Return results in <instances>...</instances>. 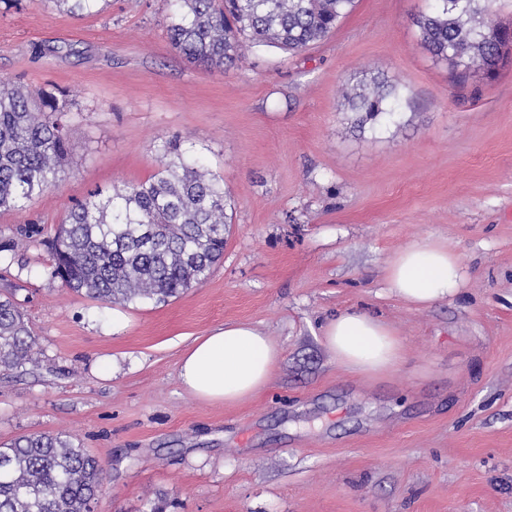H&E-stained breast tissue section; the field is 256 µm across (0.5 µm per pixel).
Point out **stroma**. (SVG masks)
<instances>
[{"mask_svg":"<svg viewBox=\"0 0 512 512\" xmlns=\"http://www.w3.org/2000/svg\"><path fill=\"white\" fill-rule=\"evenodd\" d=\"M426 6L358 0L304 52L246 42L220 72L171 46L169 0L79 18L0 0V82L55 95L73 146L58 187L0 210V294L37 340L34 362L0 369V443L73 436L103 470L94 512H512V58L491 79L453 75L418 39ZM376 68L409 103L359 136L341 89ZM174 137L224 178L223 259L165 303L64 288L57 224L147 180ZM436 240L464 286L410 306L384 268ZM352 307L396 329L398 372L369 380L326 350L324 323ZM235 321L281 345L270 387L236 407L197 400L182 353Z\"/></svg>","mask_w":512,"mask_h":512,"instance_id":"1","label":"stroma"}]
</instances>
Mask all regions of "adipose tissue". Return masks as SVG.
<instances>
[{
	"instance_id": "obj_1",
	"label": "adipose tissue",
	"mask_w": 512,
	"mask_h": 512,
	"mask_svg": "<svg viewBox=\"0 0 512 512\" xmlns=\"http://www.w3.org/2000/svg\"><path fill=\"white\" fill-rule=\"evenodd\" d=\"M390 291L425 308L460 291L464 274L458 255L442 242L411 245L385 268ZM321 339L337 363L376 379L405 362L402 339L383 319L354 308L327 320ZM282 358L281 347L248 322L227 323L194 338L178 371L196 399L235 406L265 393Z\"/></svg>"
}]
</instances>
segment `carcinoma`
Instances as JSON below:
<instances>
[{"label": "carcinoma", "instance_id": "cac0c4a2", "mask_svg": "<svg viewBox=\"0 0 512 512\" xmlns=\"http://www.w3.org/2000/svg\"><path fill=\"white\" fill-rule=\"evenodd\" d=\"M171 45L209 71L231 67L244 41L291 54L325 40L356 0H174ZM73 16L102 0H48ZM420 43L461 75L492 76L512 31L492 0H432L414 18ZM354 130L399 123L407 96L384 73L343 86ZM72 152L67 110L42 90L0 86V208H18L59 181ZM230 206L224 178L170 139L141 183L71 207L49 242L53 272L72 292L106 303H164L204 280L224 255ZM36 339L19 306L0 297V367L32 360ZM103 484L95 457L65 433L20 436L0 445V512H91Z\"/></svg>", "mask_w": 512, "mask_h": 512}]
</instances>
